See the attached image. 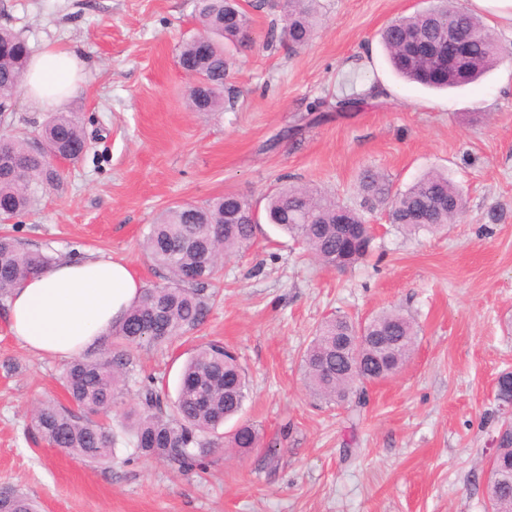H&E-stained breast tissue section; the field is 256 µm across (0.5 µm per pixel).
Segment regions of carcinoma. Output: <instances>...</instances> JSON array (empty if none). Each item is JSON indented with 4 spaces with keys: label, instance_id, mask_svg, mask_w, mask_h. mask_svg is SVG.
<instances>
[{
    "label": "carcinoma",
    "instance_id": "carcinoma-1",
    "mask_svg": "<svg viewBox=\"0 0 512 512\" xmlns=\"http://www.w3.org/2000/svg\"><path fill=\"white\" fill-rule=\"evenodd\" d=\"M317 0H284L286 26L283 39L298 49L311 39ZM198 35L179 47L177 63L194 78L188 103L196 112L222 107L224 83L230 77V50L251 47L249 18L239 0H194ZM470 42V55L455 66L446 81L434 78L436 63L416 57L411 39L424 38L448 57V27ZM210 41L202 50L199 40ZM389 63L400 78L431 89L470 84L493 66L498 45L482 19L454 4L431 0L430 5L388 24L382 32ZM31 52L21 35L0 27L1 125H11L15 100ZM365 97L351 95L334 105L319 101L311 106L308 123L322 117L323 109L350 112ZM41 146L27 136L0 132V149L18 159L19 177L0 165V221L27 212L37 194L59 182L48 161L51 155L72 162L87 151L83 127L73 112H56L37 129ZM366 202L388 209L389 222L408 234L433 233L455 224L464 199L448 176L428 171L403 191H392L384 178L365 172L359 182ZM252 203L227 193L202 204L172 206L161 213L145 237L143 247L165 272V284L143 291L125 319L110 335L118 348L105 355L86 354L70 362L63 378L71 406L40 404L31 428L50 446L86 465L108 463L114 457L117 435L93 416L112 411L123 394L133 364V351L158 345L203 323L208 312L207 290L221 270L227 254L253 243L255 225L248 215ZM265 218L302 242L328 268L345 270L370 254L375 234L364 212L339 204L328 194L294 185L284 186L266 198ZM55 259L24 246L18 239L0 235V300L31 271L47 272ZM417 338L414 323L395 310L383 311L363 322L343 315L324 321L302 356L306 385L312 396L341 408L363 405L368 384L394 376L409 359ZM135 405L124 412L132 421V442L142 454L190 469L210 456L216 442L210 435L224 422L241 414L248 397V379L237 357L218 342L200 348L185 364L174 402L151 384L138 386ZM496 399L512 406V371L498 376ZM260 433L244 421L224 437V446L247 453L260 447ZM490 476L485 496L491 512H512V429L497 441L489 460ZM0 512H36L32 499L17 490L0 497Z\"/></svg>",
    "mask_w": 512,
    "mask_h": 512
}]
</instances>
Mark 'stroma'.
I'll return each mask as SVG.
<instances>
[{
  "label": "stroma",
  "mask_w": 512,
  "mask_h": 512,
  "mask_svg": "<svg viewBox=\"0 0 512 512\" xmlns=\"http://www.w3.org/2000/svg\"><path fill=\"white\" fill-rule=\"evenodd\" d=\"M428 5L320 0L315 34L294 52L268 42L284 24L283 0H247L255 46L233 56L236 96L223 110L193 112L177 64L198 32L193 0H0V26L32 52L76 45L88 59L65 106L84 127L87 154L26 215L0 224L28 248L126 261L148 288L163 279L143 239L177 204L235 193L260 210L289 181L356 207L367 170L396 191L442 171L466 200L459 221L434 235H405L375 206L374 251L343 272L260 224L253 246L225 258L204 323L136 352L106 420L119 442L101 466L33 442L32 408L67 400V363L27 351L0 302V488L21 489L40 512H486L503 419L496 381L512 371V25L486 20L495 68L430 91L391 73L379 36ZM371 90L357 111L306 124L314 102ZM391 308L418 330L403 369L368 385L359 411L314 402L301 357L316 326ZM212 340L248 372L243 417L263 445L216 449L186 472L138 452L122 412L148 381L175 395L185 360Z\"/></svg>",
  "instance_id": "obj_1"
}]
</instances>
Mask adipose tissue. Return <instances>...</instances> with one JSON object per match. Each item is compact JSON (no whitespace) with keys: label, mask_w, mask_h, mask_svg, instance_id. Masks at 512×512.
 Segmentation results:
<instances>
[{"label":"adipose tissue","mask_w":512,"mask_h":512,"mask_svg":"<svg viewBox=\"0 0 512 512\" xmlns=\"http://www.w3.org/2000/svg\"><path fill=\"white\" fill-rule=\"evenodd\" d=\"M86 66L78 46H45L32 55L21 88L37 108L58 110ZM141 293V282L124 262L62 259L12 289L7 299L10 332L34 354L68 359L94 349Z\"/></svg>","instance_id":"adipose-tissue-1"}]
</instances>
